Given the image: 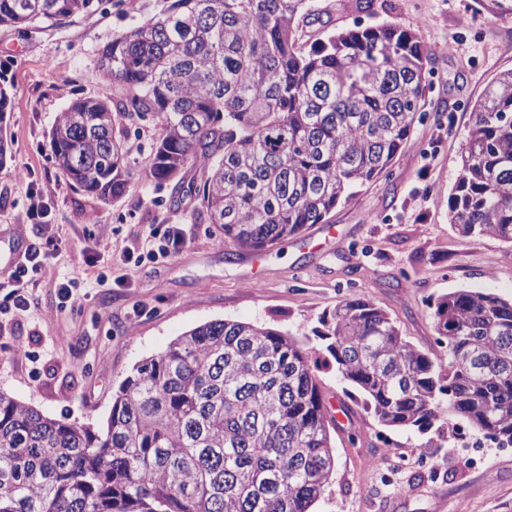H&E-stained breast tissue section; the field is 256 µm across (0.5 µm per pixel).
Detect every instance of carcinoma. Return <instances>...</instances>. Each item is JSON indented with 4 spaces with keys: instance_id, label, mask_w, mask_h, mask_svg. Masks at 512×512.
<instances>
[{
    "instance_id": "cac0c4a2",
    "label": "carcinoma",
    "mask_w": 512,
    "mask_h": 512,
    "mask_svg": "<svg viewBox=\"0 0 512 512\" xmlns=\"http://www.w3.org/2000/svg\"><path fill=\"white\" fill-rule=\"evenodd\" d=\"M110 0H0V26L60 24ZM314 0H167L98 64L116 95L76 98L50 132L55 168L95 203L130 187L128 126L159 131L148 176L198 201L220 242L262 252L323 224L386 173L423 119L432 55L393 23L324 30ZM448 221L512 245V70L471 106ZM201 172L185 183L181 173ZM434 307L448 362L348 297L313 329L201 324L143 360L104 426L49 418L0 391V512H311L336 468L319 362L389 429L456 419L512 446V299L456 288Z\"/></svg>"
}]
</instances>
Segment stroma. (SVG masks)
Returning <instances> with one entry per match:
<instances>
[{
    "mask_svg": "<svg viewBox=\"0 0 512 512\" xmlns=\"http://www.w3.org/2000/svg\"><path fill=\"white\" fill-rule=\"evenodd\" d=\"M165 0H117L106 12L81 15L28 35L0 26V76L11 86L4 131L12 158L0 167V235L21 249L40 243L48 224L58 243L30 282L33 303L0 319V390L41 413L100 425L112 397L142 360L165 351L194 326L218 319L250 321L296 337L311 335L345 297L373 300L403 336L434 358L430 298L453 288L484 287L512 297V245L469 241L448 222V196L470 106L497 74L512 70V0H318L322 24L395 23L431 51L433 73L424 121L390 173L366 185L326 223L261 253H229L213 225L191 206L170 211L169 188L146 177L149 123L129 132L131 187L120 199L89 205L54 167L48 135L58 112L76 97L111 92L98 51L128 26L149 19ZM464 40L468 54L454 51ZM152 224H180L187 245L152 259L141 247ZM76 307L61 308L58 285L82 259ZM26 345L37 362L15 359ZM327 404L340 409L334 434L336 472L314 512H491L512 499V447L485 446L478 463L459 436L381 427L333 371L320 374Z\"/></svg>",
    "mask_w": 512,
    "mask_h": 512,
    "instance_id": "1",
    "label": "stroma"
}]
</instances>
